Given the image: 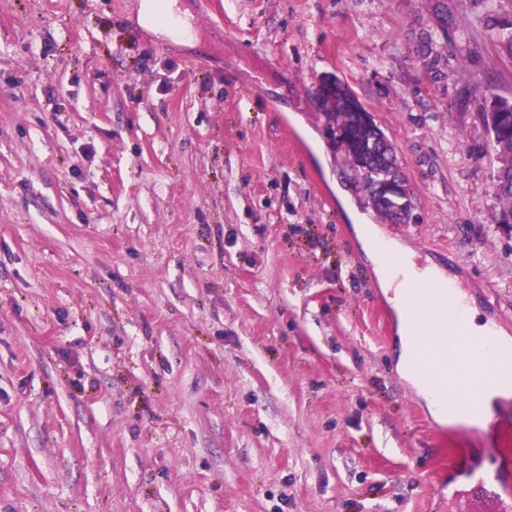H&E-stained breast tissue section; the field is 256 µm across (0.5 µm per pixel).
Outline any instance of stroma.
<instances>
[{"label":"stroma","mask_w":512,"mask_h":512,"mask_svg":"<svg viewBox=\"0 0 512 512\" xmlns=\"http://www.w3.org/2000/svg\"><path fill=\"white\" fill-rule=\"evenodd\" d=\"M0 0V512H492L493 425L396 370L354 224L512 334V231L480 119L512 0ZM344 80L418 219L378 220L312 93ZM260 89H253V82ZM151 1L152 0H148V2L142 4L139 16L140 23L155 33H161L168 36H172V34L174 35L173 31H170L171 28L161 27V24L156 22L155 19L158 11L161 10L170 18H173V20L184 24L185 19L181 16V14H179V9L176 7L177 3L171 2L176 0H168L167 2ZM477 473L472 472L469 475L464 495L474 504L490 501L494 503L496 512H510L512 510L511 495L504 494L501 489L504 477L499 474L477 476Z\"/></svg>","instance_id":"1"}]
</instances>
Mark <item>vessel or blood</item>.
Here are the masks:
<instances>
[{"label": "vessel or blood", "mask_w": 512, "mask_h": 512, "mask_svg": "<svg viewBox=\"0 0 512 512\" xmlns=\"http://www.w3.org/2000/svg\"><path fill=\"white\" fill-rule=\"evenodd\" d=\"M429 294L437 297L433 314L444 316L451 332L420 349L415 366L441 396L447 411L479 415L484 389L512 385V348L500 346L486 336L470 335L451 285L416 283L409 302L418 305L420 296ZM503 482V476L498 474H470L465 495L474 503H494L496 512H512V496L503 493Z\"/></svg>", "instance_id": "obj_1"}]
</instances>
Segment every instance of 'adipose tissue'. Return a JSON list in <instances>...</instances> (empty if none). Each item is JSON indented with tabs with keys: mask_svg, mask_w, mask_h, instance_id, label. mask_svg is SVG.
<instances>
[{
	"mask_svg": "<svg viewBox=\"0 0 512 512\" xmlns=\"http://www.w3.org/2000/svg\"><path fill=\"white\" fill-rule=\"evenodd\" d=\"M355 232L369 260L374 263L379 285L397 315L400 341L397 370L422 397L433 417H441L442 412L432 390L427 381L414 370L413 362L418 347L432 336L444 332L446 324L443 320L435 319L430 315L414 317L403 301V288L405 281L415 276L437 283L446 282L447 276L438 266L417 264L412 251L397 241L381 240L380 231L376 225L359 224L356 225ZM384 249L399 257L400 268H392L382 261L380 252Z\"/></svg>",
	"mask_w": 512,
	"mask_h": 512,
	"instance_id": "adipose-tissue-1",
	"label": "adipose tissue"
}]
</instances>
